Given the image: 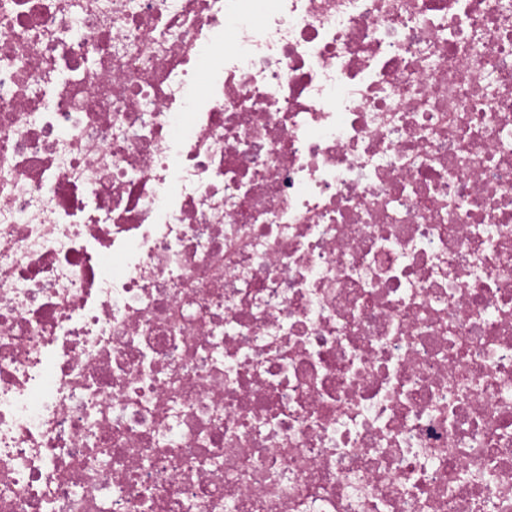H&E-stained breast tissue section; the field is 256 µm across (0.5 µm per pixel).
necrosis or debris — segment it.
<instances>
[{
	"mask_svg": "<svg viewBox=\"0 0 512 512\" xmlns=\"http://www.w3.org/2000/svg\"><path fill=\"white\" fill-rule=\"evenodd\" d=\"M0 512H512V0H0Z\"/></svg>",
	"mask_w": 512,
	"mask_h": 512,
	"instance_id": "obj_1",
	"label": "necrosis or debris"
}]
</instances>
